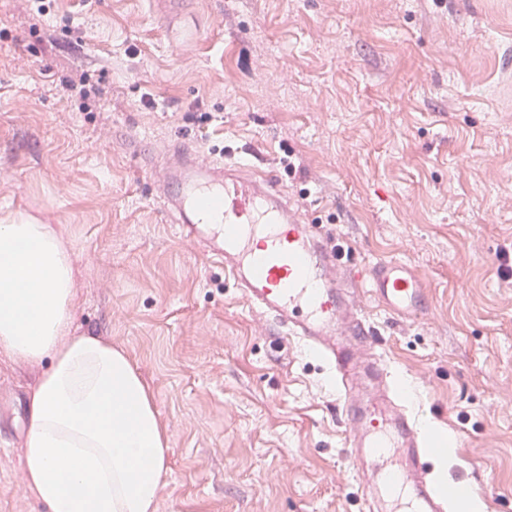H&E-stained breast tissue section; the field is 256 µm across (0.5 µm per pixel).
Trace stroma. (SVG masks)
<instances>
[{
  "label": "stroma",
  "instance_id": "obj_1",
  "mask_svg": "<svg viewBox=\"0 0 512 512\" xmlns=\"http://www.w3.org/2000/svg\"><path fill=\"white\" fill-rule=\"evenodd\" d=\"M184 6L200 37L178 49L150 0H0V213L72 248L73 335L147 384L169 440L156 512H356L360 492L330 375L176 235L129 153L178 136L238 147L356 260L423 276L414 321L360 294L378 352L450 438L440 487L512 512V0ZM51 364L0 354V512H47L22 472Z\"/></svg>",
  "mask_w": 512,
  "mask_h": 512
}]
</instances>
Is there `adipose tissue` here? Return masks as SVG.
Segmentation results:
<instances>
[{
    "instance_id": "obj_1",
    "label": "adipose tissue",
    "mask_w": 512,
    "mask_h": 512,
    "mask_svg": "<svg viewBox=\"0 0 512 512\" xmlns=\"http://www.w3.org/2000/svg\"><path fill=\"white\" fill-rule=\"evenodd\" d=\"M73 283L48 225L0 217V352L53 361L31 396L23 479L49 512H154L168 440L126 353L72 335Z\"/></svg>"
}]
</instances>
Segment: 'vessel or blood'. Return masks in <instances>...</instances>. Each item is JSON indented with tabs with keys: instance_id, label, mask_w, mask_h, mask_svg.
Instances as JSON below:
<instances>
[{
	"instance_id": "vessel-or-blood-1",
	"label": "vessel or blood",
	"mask_w": 512,
	"mask_h": 512,
	"mask_svg": "<svg viewBox=\"0 0 512 512\" xmlns=\"http://www.w3.org/2000/svg\"><path fill=\"white\" fill-rule=\"evenodd\" d=\"M155 197L181 239L224 267L249 306L325 366L365 485L358 512H448L433 479L427 435L375 351L359 301L367 291L394 318L430 309L421 276L400 259L357 263L279 178L248 165L202 161L173 141L143 157Z\"/></svg>"
}]
</instances>
